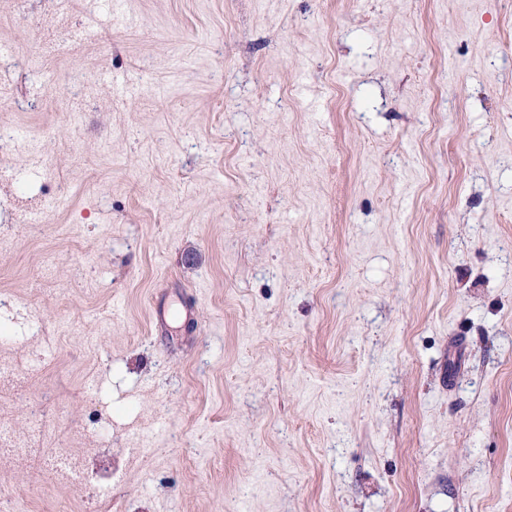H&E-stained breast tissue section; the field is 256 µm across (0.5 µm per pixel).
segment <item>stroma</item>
<instances>
[{
  "label": "stroma",
  "instance_id": "stroma-1",
  "mask_svg": "<svg viewBox=\"0 0 512 512\" xmlns=\"http://www.w3.org/2000/svg\"><path fill=\"white\" fill-rule=\"evenodd\" d=\"M1 126L0 512H512V0H0Z\"/></svg>",
  "mask_w": 512,
  "mask_h": 512
}]
</instances>
